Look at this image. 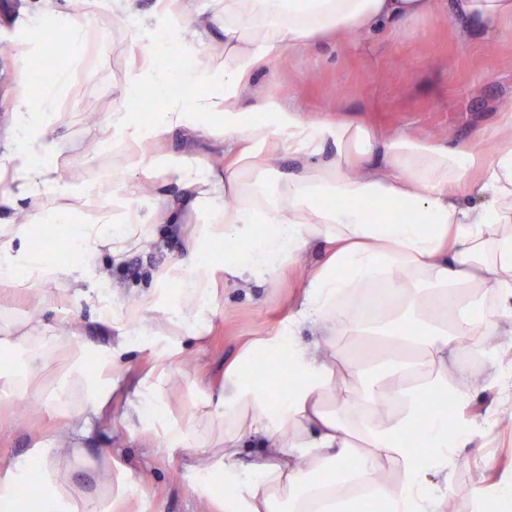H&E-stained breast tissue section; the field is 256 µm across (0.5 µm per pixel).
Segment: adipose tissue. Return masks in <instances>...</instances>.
Instances as JSON below:
<instances>
[{"mask_svg": "<svg viewBox=\"0 0 512 512\" xmlns=\"http://www.w3.org/2000/svg\"><path fill=\"white\" fill-rule=\"evenodd\" d=\"M211 2L224 20L220 46L212 17L191 15L185 0H156L145 15L132 0H89L90 10L124 13L131 29L125 103L88 130L90 145L112 154L108 178L64 179L51 136L58 101L90 75L91 22L40 0L43 14L59 17L56 32L28 15L15 23L20 63L67 51L53 80L21 84L0 150V212L35 205L24 223L0 221V288L62 313L104 255L119 262L157 241L160 213L179 225L184 253L132 301L97 293V322L117 332L108 343L55 335L40 320H0L14 362L0 369L1 396L26 400L53 354L69 361L46 397L66 430L33 436L25 455L0 464V512H137L130 473L111 455L102 463L112 480L93 501L61 466L93 433L133 351L159 365L138 380L123 417L146 421L168 457L205 458L189 486L212 512H277L281 500L287 512H443L453 451L483 430L463 417L474 391L449 379L448 354L476 349L489 332L512 334V108L491 147L482 134L452 145L383 137L354 119L307 120L256 90L273 59L318 38H371L442 11L443 0ZM183 18L193 42L180 36ZM176 85L182 94H172ZM145 94L155 105L148 121L130 106ZM176 130L191 145L218 139L223 165L162 152ZM284 155L295 171L275 168ZM176 194L186 210L171 206ZM473 195L483 204H470ZM314 245L323 257L287 321L244 344L193 410L171 409L186 343L210 335L225 288L273 280ZM142 321L146 329L128 334ZM306 324L322 330L320 342L300 338ZM361 337L362 354H348ZM274 359L287 371L284 391L243 380L244 365ZM386 466L398 484L379 478ZM34 480L38 495L23 499Z\"/></svg>", "mask_w": 512, "mask_h": 512, "instance_id": "adipose-tissue-1", "label": "adipose tissue"}]
</instances>
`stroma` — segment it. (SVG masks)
<instances>
[{"label": "stroma", "instance_id": "obj_1", "mask_svg": "<svg viewBox=\"0 0 512 512\" xmlns=\"http://www.w3.org/2000/svg\"><path fill=\"white\" fill-rule=\"evenodd\" d=\"M35 4L36 0H0V142L9 131L20 82L50 80L65 61L59 50L45 56L39 69H21L16 61L11 49L13 22L22 9ZM129 46L125 18L107 11L96 15L84 48V63L93 77L77 80L62 97L58 109L67 118L52 133L65 149L66 178L111 169V158L82 142L91 118L105 120L122 103ZM259 81L266 91L292 101L311 121L341 114L388 133L467 142L479 132L492 131L501 119V108L512 104V22L503 21L490 35L451 9L380 33L367 43L353 37L317 41L274 60ZM157 231L160 242L131 252L119 263L105 259L98 287L112 289L123 301L149 287L154 271L184 247L178 225L163 221ZM320 256V249H312L273 283L226 290L209 340L193 346L185 361L189 378L172 394V406L190 410L198 390L221 380L242 345L273 332L287 319L301 296L307 269ZM479 342L481 351L468 357L449 353L448 369L453 372L463 361L471 362L468 383L477 396L466 415L480 421L492 413L499 422L457 449L448 471L452 512H472L473 490L495 504L502 479L512 473V398H504L492 381L498 366L512 364V336H483ZM121 412L120 403H113L94 436L85 440L84 460L71 462L79 488L92 494L110 481L111 471L85 464L109 448L129 468L132 495L141 512H209L208 503L189 489L196 457L170 460L156 453L157 443L147 426L122 423ZM39 430H60L59 420L47 414L41 398L0 410V462L23 454Z\"/></svg>", "mask_w": 512, "mask_h": 512}]
</instances>
